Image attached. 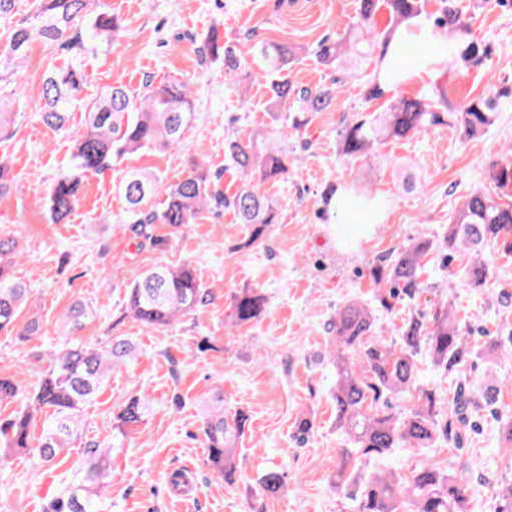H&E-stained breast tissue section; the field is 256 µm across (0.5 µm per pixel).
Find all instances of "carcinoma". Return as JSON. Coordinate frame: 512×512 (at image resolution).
Here are the masks:
<instances>
[{"label": "carcinoma", "mask_w": 512, "mask_h": 512, "mask_svg": "<svg viewBox=\"0 0 512 512\" xmlns=\"http://www.w3.org/2000/svg\"><path fill=\"white\" fill-rule=\"evenodd\" d=\"M97 0H35L34 9L20 15L18 0H0V24L7 25L9 47L0 56V82L4 73L16 75L35 42L70 54L61 68L44 73L39 116L49 128L66 126L69 112L81 101L87 81L84 58L107 46L121 31L119 19L96 12ZM425 0H360L358 20L348 34L336 41L317 43L312 54L317 63L340 68L346 58L363 46L379 43L387 53L396 29L420 15ZM386 9L387 29L376 31L375 16ZM435 24L450 34H468L467 24L454 0H441ZM249 54L261 62L262 78L269 84L273 110L284 106L294 113L292 127L308 123L310 112H330L336 103L341 83L334 79L315 87L300 86L288 78L299 48L286 43L260 40L252 43ZM202 59L223 57L224 72L235 76L245 66V53L230 44H219L213 37L200 49ZM456 65L482 64L485 50L467 40L451 51ZM367 102L386 97L379 76L369 75L362 85ZM17 113L0 96V142L14 136ZM193 119V102L187 83L169 81L155 86L145 81L142 91L133 93L121 84L85 112V130L72 152L67 172L52 186L49 209L52 220L66 218L80 202L85 180L114 166L122 157L145 150L172 149L180 145L183 129ZM454 122L466 136H473L494 122L493 99L479 95L459 106L448 102L445 90L436 87L428 94L399 96L388 100L377 115L359 113L345 122L339 153L349 159L365 155L386 140L414 137L433 128ZM226 154L244 176L241 186L227 195L207 174L191 169L185 176L165 186L161 209L152 198L162 182L153 173L133 170L127 173L118 190L127 202L125 230L132 237L152 245L161 242L154 225L177 227L194 224L203 210L225 208L239 223L247 225V244L261 241L268 227L277 223L275 202L262 190L269 180L288 174L287 155L279 146H258L253 140L237 138L227 142ZM495 192L475 191L456 209L448 224L444 249L467 256L465 283L476 290L488 283L490 268L487 248L512 256V161L497 162L491 168ZM430 251L427 241L418 240L392 252L372 268L377 283L390 288L379 296L382 307L414 299L422 290L424 258ZM21 254L18 240L0 237V332L10 333L18 315L28 302L29 288L16 280L14 266ZM125 312L143 325L156 329L171 325L178 318L204 307L210 291L203 286L192 264L178 267L157 266L127 288ZM230 318L235 326L259 320L267 311V299L255 289L234 296ZM91 315L83 304L72 306L68 324L77 329ZM375 317L365 302L350 300L336 312L330 323L332 344L336 348V425L363 457H381L403 446L430 448L436 443L461 447L460 426L466 414L495 403V398L475 391L465 382L457 384L448 404L439 403L436 392L416 388L419 368L415 355L426 343L435 366L445 373L462 376L466 364L479 356L468 343L460 319L448 309L425 319L411 315L405 319L401 343H386L373 336ZM136 357V345L121 336L111 338L103 349L66 341L50 353V364L42 379L28 389L14 376L0 377V402L26 400L14 418L0 423V447L13 450L35 448L45 463L52 462L69 447L76 433L83 408L103 389L112 366ZM418 389L415 406L402 412L391 411L388 398H400ZM52 410L40 436L31 432L35 416ZM147 406L140 397L131 398L116 416L117 442L127 430L144 420ZM245 416L224 413V405L208 411L203 421V436L208 458L217 479L232 481L235 473L234 447L244 432ZM115 442V443H117ZM115 443H87L85 476L54 498L47 512H104L100 480L111 467ZM351 459L343 457L333 464L336 485L352 484ZM357 512H470L468 489L436 463H429L399 476L371 474L356 485ZM495 512H512V479L499 491Z\"/></svg>", "instance_id": "obj_1"}]
</instances>
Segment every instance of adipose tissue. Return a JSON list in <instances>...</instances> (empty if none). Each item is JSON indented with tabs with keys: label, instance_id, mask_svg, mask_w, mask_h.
Masks as SVG:
<instances>
[{
	"label": "adipose tissue",
	"instance_id": "obj_1",
	"mask_svg": "<svg viewBox=\"0 0 512 512\" xmlns=\"http://www.w3.org/2000/svg\"><path fill=\"white\" fill-rule=\"evenodd\" d=\"M408 37L417 38L422 46L419 55L410 62L386 54L379 65L380 82L389 91L411 81L435 73L445 63V56L439 47L446 41L444 32L432 21L418 16L406 21L395 32L394 41ZM364 200L346 186H337L330 200V208L336 215V230L344 232L348 224H355L358 238L368 237L377 222L376 217L362 214Z\"/></svg>",
	"mask_w": 512,
	"mask_h": 512
}]
</instances>
